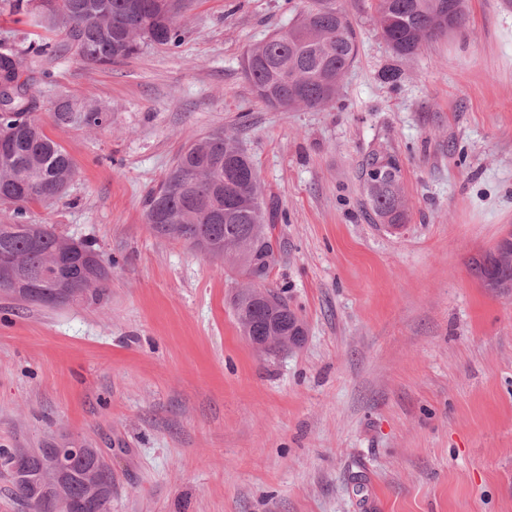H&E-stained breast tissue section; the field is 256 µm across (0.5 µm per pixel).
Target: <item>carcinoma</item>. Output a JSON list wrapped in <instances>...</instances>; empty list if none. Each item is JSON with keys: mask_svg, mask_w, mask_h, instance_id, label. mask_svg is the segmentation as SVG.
I'll list each match as a JSON object with an SVG mask.
<instances>
[{"mask_svg": "<svg viewBox=\"0 0 512 512\" xmlns=\"http://www.w3.org/2000/svg\"><path fill=\"white\" fill-rule=\"evenodd\" d=\"M384 39L399 56L415 53L423 42L465 26L464 0H375ZM31 25L49 37L22 51L0 53V204L11 208L10 222L0 224V257L18 261L11 283L0 292L28 304H45L56 281L49 275L56 259L67 262L71 299H94L105 291L108 269L92 245L58 235L47 224H31L29 207L60 198L77 171L65 148L44 129L33 91L35 59L75 51L86 63L110 64L136 55L150 42L176 46L177 18L188 0H14ZM357 54L352 24L339 8L326 5L302 13L284 32L249 49L242 71L257 97L274 108H315L329 103ZM60 129H97L110 121L94 104L81 106L57 99L51 112ZM368 193L375 216L386 224L404 223L407 212L396 160L375 155L369 163ZM145 220L158 237L174 241L209 240L210 256L236 265L251 279L268 277L275 259L272 225L266 223L258 175L235 134L217 132L184 144L172 167L146 198ZM470 274L483 287L512 290V234L494 248L471 256ZM242 334L265 335L250 314L247 299L234 297ZM28 476L10 480L12 495L26 512H56V485L46 478L51 445L24 450ZM106 464L104 452L92 448L73 458L65 489L73 498H92L83 473Z\"/></svg>", "mask_w": 512, "mask_h": 512, "instance_id": "cac0c4a2", "label": "carcinoma"}]
</instances>
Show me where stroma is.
I'll return each instance as SVG.
<instances>
[{"label":"stroma","mask_w":512,"mask_h":512,"mask_svg":"<svg viewBox=\"0 0 512 512\" xmlns=\"http://www.w3.org/2000/svg\"><path fill=\"white\" fill-rule=\"evenodd\" d=\"M335 4L357 56L316 109L270 107L242 73L315 0H191L179 47L34 74L77 176L30 221L112 268L95 302L0 293V447L104 450L110 512H512V293L466 267L512 232V0H466L462 29L406 57L374 0ZM41 35L0 0V44ZM61 96L109 124L54 127ZM219 130L258 170L265 285L303 319L301 348H254L233 307L246 279L145 221L182 144ZM379 152L400 166L398 229L366 217Z\"/></svg>","instance_id":"1"}]
</instances>
